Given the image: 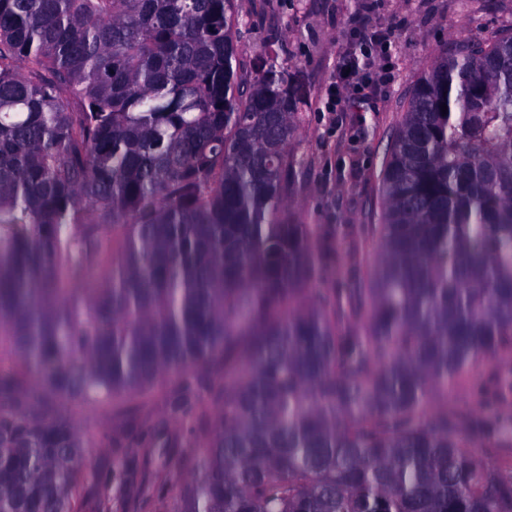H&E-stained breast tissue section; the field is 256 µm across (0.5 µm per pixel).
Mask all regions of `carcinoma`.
<instances>
[{
    "label": "carcinoma",
    "instance_id": "cac0c4a2",
    "mask_svg": "<svg viewBox=\"0 0 512 512\" xmlns=\"http://www.w3.org/2000/svg\"><path fill=\"white\" fill-rule=\"evenodd\" d=\"M238 23L0 0V512H79L96 469L60 406L128 418L165 377L202 438L171 512H512V459L466 449L512 447V36L417 82L370 277L323 288L345 231L283 217L308 90L264 57L242 82ZM479 360L468 417L443 401Z\"/></svg>",
    "mask_w": 512,
    "mask_h": 512
}]
</instances>
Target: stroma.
Here are the masks:
<instances>
[{"label":"stroma","mask_w":512,"mask_h":512,"mask_svg":"<svg viewBox=\"0 0 512 512\" xmlns=\"http://www.w3.org/2000/svg\"><path fill=\"white\" fill-rule=\"evenodd\" d=\"M235 7L241 19L235 45L242 79L252 80L258 58L270 55L298 73L309 89L292 148L296 167L288 184V221L346 229L338 253L342 263L360 247L363 228L381 221L386 152L424 71L454 41L485 45L512 34V0H236ZM356 27L389 35L394 78L365 88L345 101L343 111H326V90ZM173 386L163 380L141 399L136 423L170 438L169 456L179 458L192 447L168 414ZM63 409L85 433L99 472L123 457L127 424L121 417L78 401ZM166 457L141 454L136 473L121 485L86 483L81 512H99L105 496L112 512H169L172 498L158 495Z\"/></svg>","instance_id":"stroma-1"}]
</instances>
